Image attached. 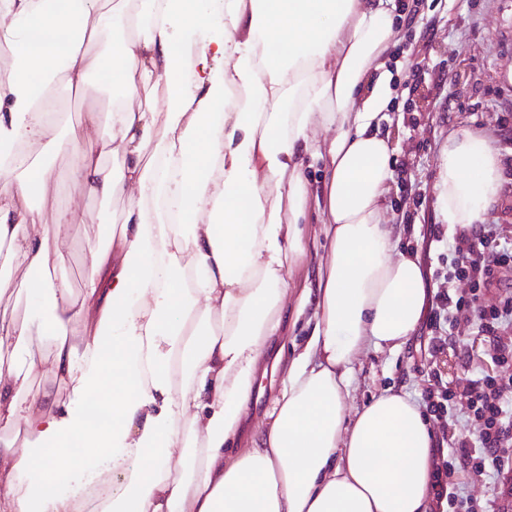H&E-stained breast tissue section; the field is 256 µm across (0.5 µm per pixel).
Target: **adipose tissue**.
<instances>
[{
    "label": "adipose tissue",
    "instance_id": "adipose-tissue-1",
    "mask_svg": "<svg viewBox=\"0 0 512 512\" xmlns=\"http://www.w3.org/2000/svg\"><path fill=\"white\" fill-rule=\"evenodd\" d=\"M404 18L396 0H0V48L15 60L0 73V256L24 261L38 306L35 321H1L0 342L50 337L54 376L81 400L24 392L35 358L0 363V512H81L77 467L57 463L72 453L113 488L112 512H430L437 437L418 404L391 387L356 412L345 403L356 357L400 350L431 303L386 219L387 53ZM102 77L116 92V174L96 154L97 113L88 136L67 138L44 111L57 85ZM32 141L69 151L88 196L126 201L77 304L27 206L50 180ZM310 155L325 159L317 187ZM501 184L485 139L449 137L435 184L449 228L483 224ZM311 197L330 252L310 335L278 349L273 407L250 431ZM92 395L105 423L88 416ZM19 423L32 441L21 452Z\"/></svg>",
    "mask_w": 512,
    "mask_h": 512
}]
</instances>
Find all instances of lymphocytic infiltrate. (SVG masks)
<instances>
[{
  "label": "lymphocytic infiltrate",
  "instance_id": "f902f5d3",
  "mask_svg": "<svg viewBox=\"0 0 512 512\" xmlns=\"http://www.w3.org/2000/svg\"><path fill=\"white\" fill-rule=\"evenodd\" d=\"M452 249L457 256L444 274L445 280L467 279L472 283L470 296L439 292L428 323L433 352L447 345L445 324L455 311L467 307L479 322L496 358L512 363V343L501 340L502 332L512 329V300L484 306L479 292L490 287L498 269L512 265V240L497 237L488 225L458 228L453 233ZM460 395L466 400L471 419L479 432L475 439H461L448 448H438V463L433 473L432 512H483L481 507L460 493L457 476L470 466L486 464L495 472L499 491L490 512H512V391L500 386L493 377L469 381Z\"/></svg>",
  "mask_w": 512,
  "mask_h": 512
}]
</instances>
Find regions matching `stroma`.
Returning a JSON list of instances; mask_svg holds the SVG:
<instances>
[{"mask_svg":"<svg viewBox=\"0 0 512 512\" xmlns=\"http://www.w3.org/2000/svg\"><path fill=\"white\" fill-rule=\"evenodd\" d=\"M417 2L422 17L403 26L389 54L400 64L395 74L396 108L382 124L395 148L389 214L400 236V249L419 254L428 288L460 294L467 292V282L449 285L437 275L454 257L452 233L435 203L439 156L449 135L462 127L491 142L502 162V189L485 221L499 225L502 236L512 238V0ZM52 95L65 106V124L74 131L80 130L87 111L105 115L112 109L113 90L102 83L87 95L62 86L54 88ZM27 151L40 158L52 177L46 197L31 200L30 206L40 223L60 229L56 244L62 259L54 276L72 299H80L92 264L90 247L106 236L110 225L120 222L125 202L87 198L72 177L70 152L41 142L28 145ZM308 213L309 246L292 273L294 288L311 283L315 266L325 254L318 211L312 207ZM0 274L11 281L9 291L0 296V315L20 322L32 319L35 307L23 287L29 276L26 265L12 264L0 269ZM427 334L422 326L398 352L370 349L359 355L346 399L348 408L368 403L392 385L420 399L437 376L457 392L485 375L512 378V367L493 358L470 310L455 313L444 353L429 354L422 342ZM29 353L39 359L40 367L28 377V384L34 388L55 385L48 342L35 338L23 350L10 343L0 347V358L7 362H22Z\"/></svg>","mask_w":512,"mask_h":512,"instance_id":"stroma-1","label":"stroma"}]
</instances>
